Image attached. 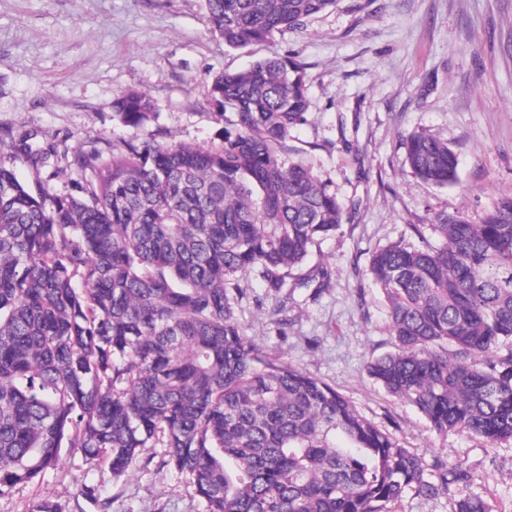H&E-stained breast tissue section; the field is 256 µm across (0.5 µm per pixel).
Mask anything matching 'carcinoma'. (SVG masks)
I'll return each mask as SVG.
<instances>
[{
	"mask_svg": "<svg viewBox=\"0 0 512 512\" xmlns=\"http://www.w3.org/2000/svg\"><path fill=\"white\" fill-rule=\"evenodd\" d=\"M340 0H206L230 48L299 30ZM217 146L160 143L144 93L112 102L132 131L107 148L0 138V497L57 468L66 448L112 477L162 448L204 512H394L404 494L446 495L467 469L431 463L363 417L334 387L270 355L236 314L240 277L278 299L330 288L324 266L288 283L346 205L281 150L306 122L303 64L266 58L216 77ZM413 174L458 183L455 152L416 131ZM90 172L80 193L17 177L15 162ZM438 245L375 250L367 275L388 305L393 350L368 373L431 428L512 440V193L478 222L442 215Z\"/></svg>",
	"mask_w": 512,
	"mask_h": 512,
	"instance_id": "carcinoma-1",
	"label": "carcinoma"
}]
</instances>
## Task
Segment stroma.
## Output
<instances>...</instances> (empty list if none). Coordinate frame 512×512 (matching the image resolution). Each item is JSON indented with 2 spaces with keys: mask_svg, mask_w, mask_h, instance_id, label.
I'll use <instances>...</instances> for the list:
<instances>
[{
  "mask_svg": "<svg viewBox=\"0 0 512 512\" xmlns=\"http://www.w3.org/2000/svg\"><path fill=\"white\" fill-rule=\"evenodd\" d=\"M286 54L304 63L310 100L286 154L349 214L306 261L327 267L329 291L314 301L294 290L286 335L258 279H244L237 315L270 354L336 388L402 446L467 467L461 495L512 512V441L436 433L368 375L391 337L385 301L365 274L375 249L419 245L411 225L454 212L478 221L512 191V0H341L303 29L237 49L210 31L204 0H0V136L72 149L122 140L130 132L113 119L112 102L136 90L154 103L148 129L157 141L217 145L224 116L212 78ZM421 129L457 153L458 185L428 184L406 164L403 139ZM142 457L116 480L64 449L39 483L0 498V512H27L37 498L58 512H203L193 487L164 467L163 449ZM91 484L93 499L83 493Z\"/></svg>",
  "mask_w": 512,
  "mask_h": 512,
  "instance_id": "35a3bbf8",
  "label": "stroma"
}]
</instances>
